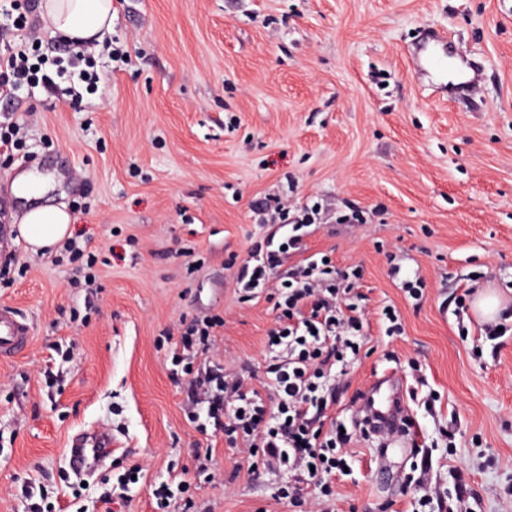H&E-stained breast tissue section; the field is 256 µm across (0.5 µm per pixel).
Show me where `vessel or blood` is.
I'll list each match as a JSON object with an SVG mask.
<instances>
[{"instance_id": "obj_1", "label": "vessel or blood", "mask_w": 512, "mask_h": 512, "mask_svg": "<svg viewBox=\"0 0 512 512\" xmlns=\"http://www.w3.org/2000/svg\"><path fill=\"white\" fill-rule=\"evenodd\" d=\"M413 62L416 69L437 88L455 86L473 91L481 77L464 54L455 48L453 34L444 28L427 26L415 46ZM27 323L11 308L0 307V358L23 352L30 344ZM406 387L395 372L387 371L364 389L357 401L361 421L370 433L382 434L387 445L405 444L403 421L407 416ZM112 454V437L97 433L85 438L70 450L69 465L77 471L92 470Z\"/></svg>"}]
</instances>
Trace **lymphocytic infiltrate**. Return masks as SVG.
Masks as SVG:
<instances>
[{
	"mask_svg": "<svg viewBox=\"0 0 512 512\" xmlns=\"http://www.w3.org/2000/svg\"><path fill=\"white\" fill-rule=\"evenodd\" d=\"M17 42L0 53V98L36 80L44 63L36 46V24L21 21ZM284 230L255 243L233 281L242 301L266 299L276 313L266 345L276 357L261 387L244 389L222 368L183 366L194 414L204 415L199 431L222 434L229 447L250 449L248 472L263 468L292 477L280 495L299 504L303 483L314 486V503L325 507L334 490L331 476L347 469V449L355 432L341 431L332 412L331 379L339 364L354 360L362 347L367 300L359 290L358 267L344 269L325 254L308 253L309 217L295 220L285 202L275 208ZM297 256L288 264L289 256Z\"/></svg>",
	"mask_w": 512,
	"mask_h": 512,
	"instance_id": "lymphocytic-infiltrate-1",
	"label": "lymphocytic infiltrate"
}]
</instances>
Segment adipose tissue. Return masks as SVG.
Here are the masks:
<instances>
[{
  "label": "adipose tissue",
  "instance_id": "ef3b65f1",
  "mask_svg": "<svg viewBox=\"0 0 512 512\" xmlns=\"http://www.w3.org/2000/svg\"><path fill=\"white\" fill-rule=\"evenodd\" d=\"M43 19L70 41L102 46L112 32V0H45ZM24 195L35 198L19 217L18 232L33 251L55 247L70 232L72 218L65 205L42 204L43 187L23 181Z\"/></svg>",
  "mask_w": 512,
  "mask_h": 512
}]
</instances>
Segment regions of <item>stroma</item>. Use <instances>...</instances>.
<instances>
[{
	"label": "stroma",
	"instance_id": "obj_1",
	"mask_svg": "<svg viewBox=\"0 0 512 512\" xmlns=\"http://www.w3.org/2000/svg\"><path fill=\"white\" fill-rule=\"evenodd\" d=\"M448 28L485 69L472 106L433 90L410 52L423 26ZM45 80L0 98L19 142L0 146V186L47 172L69 240L32 252L12 229L0 241V305L31 327V343L0 359V512H155V485H190V512H290L277 498L287 472L242 470L247 452L187 420L164 334L223 318L198 363L256 384L276 314L241 301L233 262L274 232L251 207L275 196L322 205L306 241L337 267L359 266L368 299L358 358L336 379V420L351 425L354 394L402 375L411 449L378 461L358 440L329 512H409L426 477L434 501L459 482L468 512H512V330L479 335L460 306L485 290L512 304V0H112L121 56L76 60L49 26ZM96 82L72 106L67 74ZM364 224H343L351 208ZM420 270L407 301L392 263ZM393 305L402 335L385 336ZM105 431L116 447L78 482L66 450ZM212 449L207 470L197 454ZM138 483L105 507L103 477L131 465Z\"/></svg>",
	"mask_w": 512,
	"mask_h": 512
}]
</instances>
